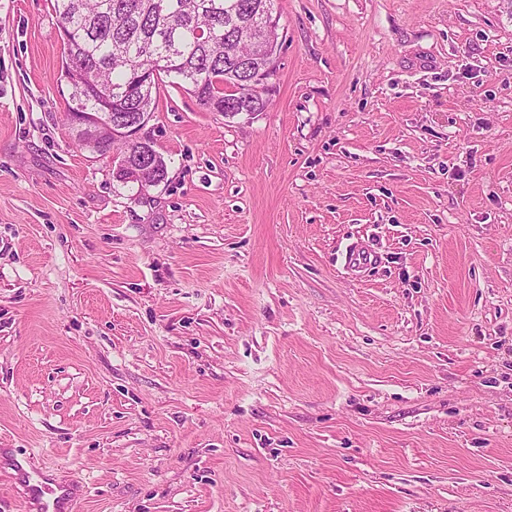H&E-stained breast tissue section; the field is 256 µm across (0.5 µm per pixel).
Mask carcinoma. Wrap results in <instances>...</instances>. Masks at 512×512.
<instances>
[{
	"label": "carcinoma",
	"mask_w": 512,
	"mask_h": 512,
	"mask_svg": "<svg viewBox=\"0 0 512 512\" xmlns=\"http://www.w3.org/2000/svg\"><path fill=\"white\" fill-rule=\"evenodd\" d=\"M63 42L59 80L72 104L99 112L109 103L112 119L154 112L163 78L174 77L208 112H262L268 106L256 73L276 55V0H50ZM265 23L268 53L260 56L245 35ZM161 62L145 83L134 70ZM78 66L75 74L72 66ZM77 141L98 155L139 151V144L103 128L77 129Z\"/></svg>",
	"instance_id": "obj_1"
}]
</instances>
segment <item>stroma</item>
<instances>
[{
    "label": "stroma",
    "mask_w": 512,
    "mask_h": 512,
    "mask_svg": "<svg viewBox=\"0 0 512 512\" xmlns=\"http://www.w3.org/2000/svg\"><path fill=\"white\" fill-rule=\"evenodd\" d=\"M264 111L164 80L135 194L0 0V448L73 512H512V0H277Z\"/></svg>",
    "instance_id": "1"
}]
</instances>
